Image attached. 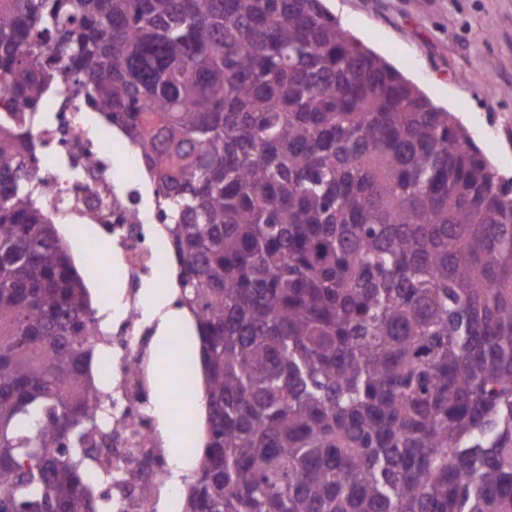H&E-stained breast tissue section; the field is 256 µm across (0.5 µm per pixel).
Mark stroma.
I'll return each instance as SVG.
<instances>
[{"instance_id": "obj_1", "label": "stroma", "mask_w": 512, "mask_h": 512, "mask_svg": "<svg viewBox=\"0 0 512 512\" xmlns=\"http://www.w3.org/2000/svg\"><path fill=\"white\" fill-rule=\"evenodd\" d=\"M341 27L384 56L471 133L512 180V0H325Z\"/></svg>"}]
</instances>
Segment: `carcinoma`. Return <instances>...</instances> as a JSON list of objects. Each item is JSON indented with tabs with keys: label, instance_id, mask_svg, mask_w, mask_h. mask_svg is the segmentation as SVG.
Listing matches in <instances>:
<instances>
[{
	"label": "carcinoma",
	"instance_id": "carcinoma-1",
	"mask_svg": "<svg viewBox=\"0 0 512 512\" xmlns=\"http://www.w3.org/2000/svg\"><path fill=\"white\" fill-rule=\"evenodd\" d=\"M138 144L193 315L185 512H512V187L323 0H0V91ZM0 124V512H109L88 289Z\"/></svg>",
	"mask_w": 512,
	"mask_h": 512
}]
</instances>
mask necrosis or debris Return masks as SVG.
<instances>
[{"label": "necrosis or debris", "mask_w": 512, "mask_h": 512, "mask_svg": "<svg viewBox=\"0 0 512 512\" xmlns=\"http://www.w3.org/2000/svg\"><path fill=\"white\" fill-rule=\"evenodd\" d=\"M89 106L61 101L49 120H30L14 110L13 97L0 93V117L34 137L36 164L45 178L42 203L55 221L89 226L87 245L105 243L123 289L119 310L97 313L103 356L100 384L112 397L103 417L110 434L96 440L97 453L113 471L139 468L145 480L164 489L163 500L143 499L120 480L112 482V503L118 512H182V490L171 486L170 461L192 436L195 423L182 421L180 435L162 433L152 415L155 394L148 367L167 349L155 340V324L145 314L144 290L171 262L170 239L159 211H147L151 192L141 150L112 126L93 122Z\"/></svg>", "instance_id": "obj_1"}]
</instances>
